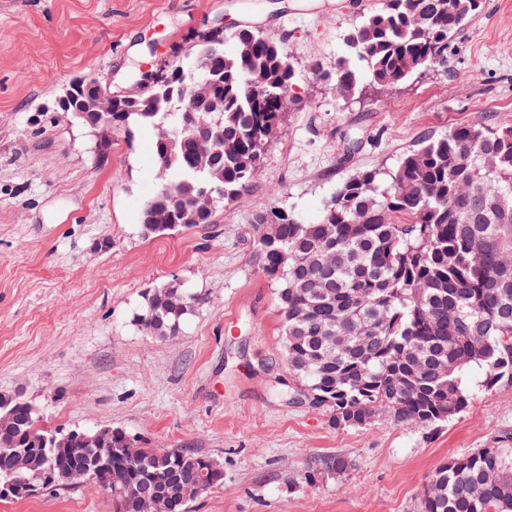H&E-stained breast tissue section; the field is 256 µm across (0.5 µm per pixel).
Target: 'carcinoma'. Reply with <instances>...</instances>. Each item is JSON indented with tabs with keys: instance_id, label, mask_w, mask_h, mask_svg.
Segmentation results:
<instances>
[{
	"instance_id": "cac0c4a2",
	"label": "carcinoma",
	"mask_w": 512,
	"mask_h": 512,
	"mask_svg": "<svg viewBox=\"0 0 512 512\" xmlns=\"http://www.w3.org/2000/svg\"><path fill=\"white\" fill-rule=\"evenodd\" d=\"M483 0H378L351 27L346 45L361 64L337 58L312 75L342 96L361 80L389 89L412 75L448 62V50L483 9ZM232 41L235 51H224ZM157 71L153 86L115 101L113 132L127 139L135 129L157 130L153 144L160 188L141 211L147 237L213 223L215 211L192 206L206 187L225 202L247 191L261 168L285 105L296 101L298 72L284 45L260 29L242 27L227 36L209 30L189 54ZM211 65L222 101L213 109L189 101L183 75ZM95 90L74 87L62 112L94 132L99 115L86 102ZM200 125L216 133L207 144L209 164H196ZM174 154L159 162L162 138ZM270 217L278 240L260 244L259 268L277 285L283 318L282 360L314 405L333 413L338 428H365L385 410L395 426L432 428L465 412L472 392L512 383V124L474 122L448 129L407 150L388 172L354 174L307 222L277 204ZM196 299L178 282L149 291L134 316L176 336ZM448 363V373L426 360ZM14 425L0 440L27 448L11 455L0 447V468L22 465L34 474L51 469L47 491L86 481L96 469L78 439L50 446L54 431L17 395L0 397ZM112 467L97 469L94 484L112 495L114 512H141L139 487L167 473L177 494L174 512L224 480L215 459L183 448H144L121 430L106 438ZM433 491L419 512H512V448H476L455 455L434 472Z\"/></svg>"
}]
</instances>
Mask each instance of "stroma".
<instances>
[{
	"label": "stroma",
	"mask_w": 512,
	"mask_h": 512,
	"mask_svg": "<svg viewBox=\"0 0 512 512\" xmlns=\"http://www.w3.org/2000/svg\"><path fill=\"white\" fill-rule=\"evenodd\" d=\"M352 2L0 0V393L22 392L50 429L118 427L147 448L216 459L224 481L191 512H418L448 457L512 445L510 383L476 391L431 431L385 419L341 429L281 362L276 286L254 259L258 216L277 202L315 220L354 173L392 170L456 125L512 123V0H485L447 66L344 98L310 67L348 56L346 34L375 0ZM220 24L282 41L302 74L299 103L214 224L144 237L155 130L113 136L96 164L88 130L58 108L61 91L85 76L128 90L138 69ZM352 138L362 147L350 155ZM172 281L200 302L178 336L156 339L133 317ZM336 456L345 470L325 467ZM0 512H112V498L78 484L0 500Z\"/></svg>",
	"instance_id": "obj_1"
}]
</instances>
